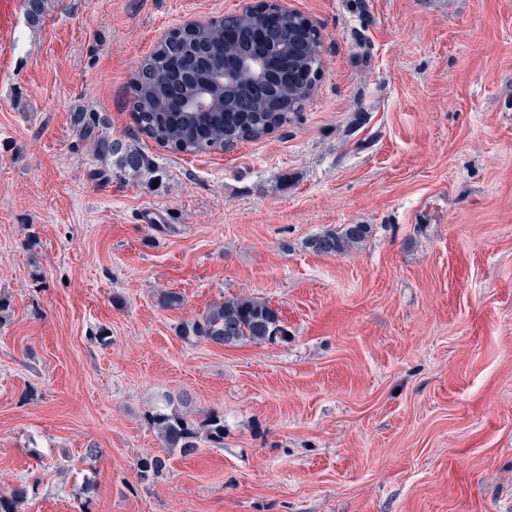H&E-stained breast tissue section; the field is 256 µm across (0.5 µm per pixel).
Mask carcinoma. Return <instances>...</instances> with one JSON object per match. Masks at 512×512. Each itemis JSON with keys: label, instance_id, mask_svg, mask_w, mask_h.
I'll return each instance as SVG.
<instances>
[{"label": "carcinoma", "instance_id": "carcinoma-1", "mask_svg": "<svg viewBox=\"0 0 512 512\" xmlns=\"http://www.w3.org/2000/svg\"><path fill=\"white\" fill-rule=\"evenodd\" d=\"M291 38L309 46V51L297 61L301 73L298 81L272 78V91L268 95L252 99L218 95L213 111L188 115L164 111L167 82L163 73L171 53L176 51L205 52L215 58L224 55L221 22L171 32L138 66L131 100L137 124L156 143L189 155L226 151L243 142L261 140L287 126L311 95L312 84L317 82L323 68L318 32L305 17L292 11L285 17L280 46H288ZM80 133L92 142L99 155L115 158V164L129 174L137 176L152 171L148 155L135 146H125L112 139L106 128L92 123L81 127ZM369 236L368 225L347 224L340 230L329 229L311 237L307 247L322 255L345 256ZM181 338L189 343L257 345L288 340V327L269 301L234 297L213 304L201 317L183 323ZM145 419L169 455H191L203 443L224 447V412L213 408L196 417L186 395L163 397L147 411ZM137 466L140 477L148 480L164 470L166 458L145 455ZM37 491L38 483L33 480L7 494L0 493V512H22V506Z\"/></svg>", "mask_w": 512, "mask_h": 512}]
</instances>
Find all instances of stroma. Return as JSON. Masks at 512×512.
Masks as SVG:
<instances>
[{"label": "stroma", "mask_w": 512, "mask_h": 512, "mask_svg": "<svg viewBox=\"0 0 512 512\" xmlns=\"http://www.w3.org/2000/svg\"><path fill=\"white\" fill-rule=\"evenodd\" d=\"M248 3L20 17L0 69V492L38 478L24 512H512V0H283L322 39L293 121L226 152L156 144L130 106L139 60ZM83 119L152 174L98 157ZM346 224L371 227L349 255L307 248ZM243 296L287 340L180 338ZM183 393L223 410L224 445L142 480L163 453L145 413Z\"/></svg>", "instance_id": "1"}]
</instances>
